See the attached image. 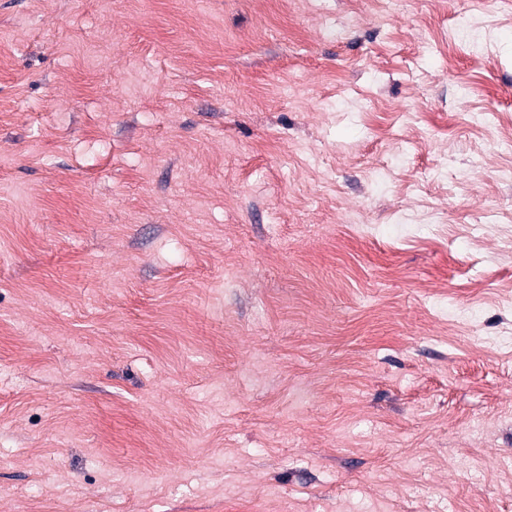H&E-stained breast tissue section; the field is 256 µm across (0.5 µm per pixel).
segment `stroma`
Masks as SVG:
<instances>
[{
    "mask_svg": "<svg viewBox=\"0 0 512 512\" xmlns=\"http://www.w3.org/2000/svg\"><path fill=\"white\" fill-rule=\"evenodd\" d=\"M511 166L512 0H0V512H512Z\"/></svg>",
    "mask_w": 512,
    "mask_h": 512,
    "instance_id": "35a3bbf8",
    "label": "stroma"
}]
</instances>
